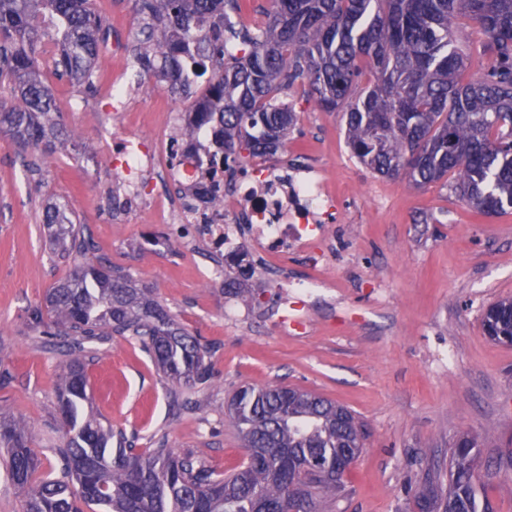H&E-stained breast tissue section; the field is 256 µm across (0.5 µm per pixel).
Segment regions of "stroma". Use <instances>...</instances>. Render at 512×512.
I'll return each mask as SVG.
<instances>
[{"label": "stroma", "mask_w": 512, "mask_h": 512, "mask_svg": "<svg viewBox=\"0 0 512 512\" xmlns=\"http://www.w3.org/2000/svg\"><path fill=\"white\" fill-rule=\"evenodd\" d=\"M96 5L109 33L95 78L128 64L130 112L114 113L101 89L84 92L50 74L73 146L50 157L0 134V409L27 423L44 470L56 467L50 440L63 357L28 314L73 266L52 260L40 220L43 205L58 201L98 253L151 288L208 348L211 379L181 409L174 386L134 340L117 336L102 347L89 368L92 409L113 428L137 432L139 447L162 437L232 469L245 450L225 414L228 398L243 384L279 383L338 401L364 425V451L331 512H418L413 487L428 471L447 469L462 433L481 444L489 476L480 495L494 512H512V346L490 341L481 323L489 304L512 298V213L479 216L441 185L375 177L352 157L342 113L319 109L300 84L292 92L297 125L274 162L298 178L327 181L334 205L307 251L289 253L277 275L241 237L237 253L253 268L244 285L257 305L223 282L203 287L191 252L236 276L226 253L202 239L185 245L171 225L149 223L145 207L114 223L106 204L111 160L83 165L102 129L153 142L162 98L181 112L201 94L140 72L134 0ZM287 278L320 286L302 300L278 288Z\"/></svg>", "instance_id": "1"}]
</instances>
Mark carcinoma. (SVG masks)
<instances>
[{"label": "carcinoma", "mask_w": 512, "mask_h": 512, "mask_svg": "<svg viewBox=\"0 0 512 512\" xmlns=\"http://www.w3.org/2000/svg\"><path fill=\"white\" fill-rule=\"evenodd\" d=\"M272 3L263 24L247 27L233 17L241 0H135L138 67L182 88L205 84L196 111L227 177L246 159L285 149L296 127L289 92L305 80L323 110L344 112L350 152L375 176L418 188L441 182L481 215L512 211V0ZM461 17L482 34L474 53L486 58L470 78ZM103 34L95 0H0V90L11 100L0 106V133L66 151L43 78L44 40L53 41L57 75L91 91ZM43 224L59 258L75 252L83 261L30 310L65 357L57 470L42 471L25 422L0 410V448L23 512H274L286 498L324 512L339 497L346 449L364 447L362 423L318 394L279 384L235 390L228 416L245 457L224 472L173 448L139 451L136 434L85 411L97 344L136 339L185 407L210 379L206 351L151 289L93 255L64 205H46ZM482 323L489 339L512 344V300L491 304ZM479 455L475 437L457 438L448 494L432 481L420 486V512H493L478 496Z\"/></svg>", "instance_id": "cac0c4a2"}]
</instances>
